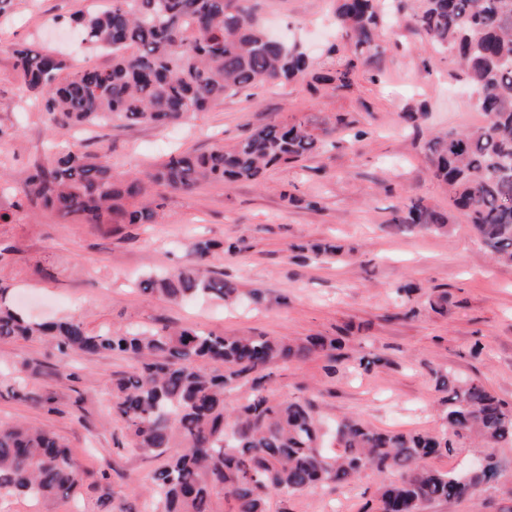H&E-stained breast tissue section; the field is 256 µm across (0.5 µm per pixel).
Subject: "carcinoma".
I'll list each match as a JSON object with an SVG mask.
<instances>
[{
    "label": "carcinoma",
    "instance_id": "carcinoma-1",
    "mask_svg": "<svg viewBox=\"0 0 512 512\" xmlns=\"http://www.w3.org/2000/svg\"><path fill=\"white\" fill-rule=\"evenodd\" d=\"M250 0H112L103 12L70 16L88 49L110 55L106 65L76 70L52 50L20 45L15 69L42 96L56 129L100 127L117 119L131 125L180 123L266 84L306 73L304 52L273 39ZM421 46L454 54L484 124L433 136L426 154L475 237L500 265L512 266V0H410ZM393 10L387 0H336V25L350 57L327 50L328 62L311 81L349 88L358 67L380 69L379 44ZM314 127L304 117L248 129L231 144L203 153L181 152L151 168L121 177L104 155L81 143L57 153L24 179L18 206L53 210L94 227L156 224L161 205L144 203L158 187L190 193L203 183H258L267 169L326 150L336 124ZM448 212L412 199L390 227L405 232L448 230ZM216 244L191 242L188 260L140 280V288L169 301L210 296L227 303L241 292L209 265ZM0 287V339L49 336L58 353L89 357L129 355L134 371L113 384V412L136 447L167 456L151 479L153 512H266L267 496L340 487L363 470L388 478L376 512H423L436 500L470 499L483 476L443 471L426 464L460 439L489 448L512 445V406L483 385L439 375L442 435L392 433L355 419L324 431L311 398L269 395L270 369L320 355L328 372L342 359V339L314 335L302 340L266 335L226 336L193 327L123 331L86 330L70 318L53 323L27 320ZM253 394L235 407L228 395L242 380ZM35 406L51 397L26 386L14 392ZM338 451L328 453L326 437ZM82 475L71 451L55 434L23 423L0 427V493L36 499L70 498Z\"/></svg>",
    "mask_w": 512,
    "mask_h": 512
}]
</instances>
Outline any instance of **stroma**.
Returning <instances> with one entry per match:
<instances>
[{"label":"stroma","mask_w":512,"mask_h":512,"mask_svg":"<svg viewBox=\"0 0 512 512\" xmlns=\"http://www.w3.org/2000/svg\"><path fill=\"white\" fill-rule=\"evenodd\" d=\"M258 16L287 34L320 65L328 43L340 42L332 24L335 0H253ZM109 0H11L0 14V281L31 319L82 320L90 332L130 325H192L228 336L263 333L302 338L320 334L343 339V358L327 374L312 356L272 369L268 390L281 398L317 393L326 421L355 418L378 431L444 430L437 374L474 380L512 406V267L495 264L452 209L447 192L431 177L425 143L434 134L463 130L484 116L459 90L462 73L450 52L424 50L408 15L383 38L382 71H358L351 87H310L298 80L267 85L225 99L180 126L129 125L51 132L44 112L21 83L13 49L54 48L70 64H106L107 55L80 46L61 25L78 10L102 9ZM342 114L349 128L337 131L334 148L271 168L258 184H203L192 193L162 190L159 224L95 229L62 221L50 211L19 206L28 170L47 163L68 142L107 155L116 174L145 169L169 151L208 150L233 141L267 121L306 117L313 125ZM367 133L355 141L356 130ZM292 194L284 201L282 192ZM317 199L319 210L305 206ZM448 210L447 232L386 230L410 199ZM197 238L215 241L210 259L242 291H263L273 305L229 306L199 297L174 303L142 292L140 280L182 262ZM343 245V256L298 262L295 248L326 241ZM229 241L242 251L225 252ZM411 285V298L398 290ZM448 294V311L426 302ZM380 363H373V356ZM370 359L362 367L360 359ZM39 371L41 391L53 408L11 396L14 366ZM58 358L43 338L0 339V423L24 422L51 429L71 449L81 470L77 498L42 501L0 494V512H98L103 491L123 499L129 512H143V492L163 463L133 447L124 422L112 411V381L131 371L125 354L67 359L71 379H56ZM509 463L498 482L474 499L436 501L424 512H512V447L497 449ZM108 473V485L93 477ZM380 480L363 472L350 485L319 488L289 498L271 496L268 512H375Z\"/></svg>","instance_id":"1"}]
</instances>
